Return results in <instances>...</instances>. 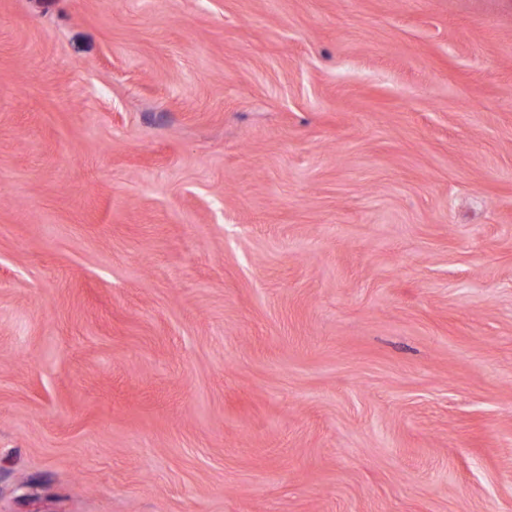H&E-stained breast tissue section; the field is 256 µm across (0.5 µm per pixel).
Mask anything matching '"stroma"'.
Wrapping results in <instances>:
<instances>
[{"mask_svg": "<svg viewBox=\"0 0 512 512\" xmlns=\"http://www.w3.org/2000/svg\"><path fill=\"white\" fill-rule=\"evenodd\" d=\"M0 512H512V0H0Z\"/></svg>", "mask_w": 512, "mask_h": 512, "instance_id": "obj_1", "label": "stroma"}]
</instances>
